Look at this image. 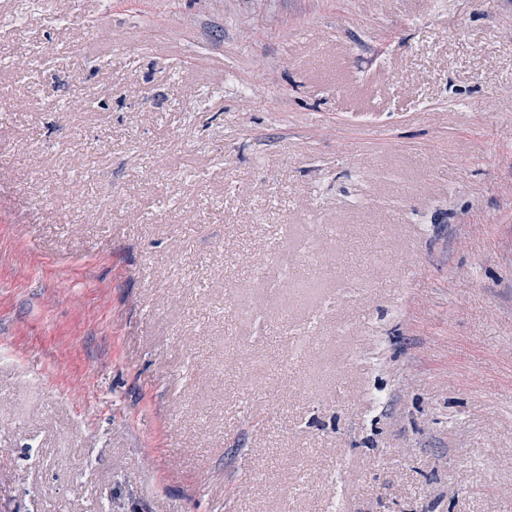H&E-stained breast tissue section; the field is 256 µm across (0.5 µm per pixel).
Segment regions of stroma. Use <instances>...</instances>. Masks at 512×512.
<instances>
[{"mask_svg": "<svg viewBox=\"0 0 512 512\" xmlns=\"http://www.w3.org/2000/svg\"><path fill=\"white\" fill-rule=\"evenodd\" d=\"M511 185L512 0H0V512H512Z\"/></svg>", "mask_w": 512, "mask_h": 512, "instance_id": "stroma-1", "label": "stroma"}]
</instances>
